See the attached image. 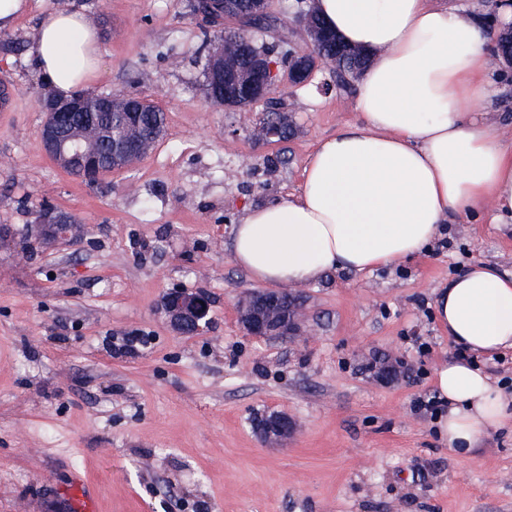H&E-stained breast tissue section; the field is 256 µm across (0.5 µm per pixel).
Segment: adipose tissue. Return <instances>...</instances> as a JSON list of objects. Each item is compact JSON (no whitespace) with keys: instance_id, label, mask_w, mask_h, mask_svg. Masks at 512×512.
<instances>
[{"instance_id":"obj_1","label":"adipose tissue","mask_w":512,"mask_h":512,"mask_svg":"<svg viewBox=\"0 0 512 512\" xmlns=\"http://www.w3.org/2000/svg\"><path fill=\"white\" fill-rule=\"evenodd\" d=\"M318 15L369 63L358 122L321 141L298 194L247 208L233 228L236 265L258 283L298 286L429 252L447 224L512 221V140L480 115L489 41L475 13L444 0H314ZM30 55L66 98L96 78L102 47L76 7L47 13ZM435 317L464 349L434 371L447 407L437 433L460 459L512 429V392L474 362L512 351V273L475 263L436 289Z\"/></svg>"}]
</instances>
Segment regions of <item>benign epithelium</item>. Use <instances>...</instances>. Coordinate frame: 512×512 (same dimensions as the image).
I'll return each mask as SVG.
<instances>
[{"mask_svg":"<svg viewBox=\"0 0 512 512\" xmlns=\"http://www.w3.org/2000/svg\"><path fill=\"white\" fill-rule=\"evenodd\" d=\"M235 10L247 19H258L270 13L269 0H224V11ZM313 2L299 0L294 14L295 26L303 36L304 46L288 51V63L281 65L271 61L272 53L262 41L264 31L246 26L241 35L222 34L206 45L210 81L217 87L224 86L222 105L227 111L246 108L249 101L263 100L280 90L281 77L292 85L307 82L315 71L333 68L336 58L324 54L327 35L316 29ZM253 50V62L246 71L238 69V56L244 45ZM87 95L80 93L71 100H49L42 103L46 120L41 133V145L60 167L75 170L80 175L97 178L104 170L126 167L134 160L144 157L154 148V143L144 139L135 130L123 142H112L110 129L93 127L77 118L87 111ZM143 98L125 91H111L97 96L96 109L110 112L120 105L126 112H138ZM286 121L279 119L251 130L250 136L257 143L286 137ZM39 222L48 224L57 233L66 231L75 223V218L49 206L40 213ZM210 297L204 292H187L182 288H171L163 296L161 309L174 331L191 336L208 325ZM239 324L245 335L253 338L278 337L294 339L307 334L301 321L303 303L293 288L249 289L235 304ZM296 424L286 414L275 413L270 418L255 424V432L263 443L279 445L294 434Z\"/></svg>","mask_w":512,"mask_h":512,"instance_id":"benign-epithelium-1","label":"benign epithelium"}]
</instances>
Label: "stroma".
Returning <instances> with one entry per match:
<instances>
[{
	"label": "stroma",
	"mask_w": 512,
	"mask_h": 512,
	"mask_svg": "<svg viewBox=\"0 0 512 512\" xmlns=\"http://www.w3.org/2000/svg\"><path fill=\"white\" fill-rule=\"evenodd\" d=\"M103 44L96 92L124 90L167 116L152 151L90 185L43 152L46 87L30 36L56 0H31L0 34V512H75L89 479L97 512H512V431L474 458L436 433V367L456 355L434 290L458 270H512L511 224H452L432 254L301 286L309 336L240 330L234 300L254 281L232 260L244 210L298 193L321 140L355 123L354 87L332 69L279 98L288 141L248 134L268 110L207 100L191 0H74ZM332 91H323V84ZM281 156L267 172L265 161ZM73 215L67 236L43 205ZM210 294L203 334H177L165 291ZM150 336L127 352L125 336ZM298 424L263 444L255 415Z\"/></svg>",
	"instance_id": "1"
}]
</instances>
